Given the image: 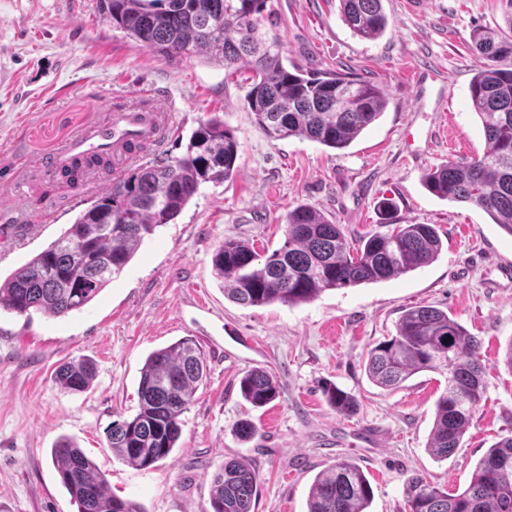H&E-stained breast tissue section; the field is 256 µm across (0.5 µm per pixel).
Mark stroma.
Returning a JSON list of instances; mask_svg holds the SVG:
<instances>
[{
    "label": "stroma",
    "mask_w": 512,
    "mask_h": 512,
    "mask_svg": "<svg viewBox=\"0 0 512 512\" xmlns=\"http://www.w3.org/2000/svg\"><path fill=\"white\" fill-rule=\"evenodd\" d=\"M273 2L289 60L352 71L383 88L385 112L349 147L266 137L245 88L223 67L142 48L103 23L98 0H0L1 276L47 247L107 186L102 178L73 191L34 166L75 137L92 108L106 118L134 94L145 108L167 110L162 146L130 159L132 168L181 155L191 132L215 115L239 143L234 179L203 185L81 310L27 319L0 309V512H77L51 463L64 437L140 512H208L212 474L240 457L259 472L255 512H307L316 474L339 458L355 460L369 479V512H405L407 475L464 487L488 448L512 431V373L502 363L512 339V235L423 182L436 166L486 148L469 94L478 67L472 34L504 26L506 0H383L389 25L373 41L346 26L338 0ZM302 203L324 211L351 241L389 216L436 225L441 252L397 278L295 306L226 298L212 267L215 248L231 236L277 249L288 211ZM418 305L447 311L483 343L484 399L460 448L442 462L427 444L445 376L421 372L385 390L364 372L370 346L395 335L402 311ZM183 338L201 348L208 375L170 456L134 469L113 455L106 429L135 415L148 354ZM81 357L95 363L96 377L72 394L54 373ZM256 367L281 386L262 407L240 394L241 377ZM327 383L357 398L355 415L328 405ZM243 420L257 428L247 441L236 432Z\"/></svg>",
    "instance_id": "stroma-1"
}]
</instances>
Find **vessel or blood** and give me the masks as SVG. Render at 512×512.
<instances>
[{
  "mask_svg": "<svg viewBox=\"0 0 512 512\" xmlns=\"http://www.w3.org/2000/svg\"><path fill=\"white\" fill-rule=\"evenodd\" d=\"M164 128V116L157 110L133 108L113 113L110 122L90 121L76 138L61 149L51 160L49 167L68 164L79 154L98 152L105 145L121 147L128 140L157 141Z\"/></svg>",
  "mask_w": 512,
  "mask_h": 512,
  "instance_id": "obj_1",
  "label": "vessel or blood"
}]
</instances>
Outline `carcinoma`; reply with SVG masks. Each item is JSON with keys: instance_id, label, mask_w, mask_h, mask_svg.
I'll return each mask as SVG.
<instances>
[{"instance_id": "obj_1", "label": "carcinoma", "mask_w": 512, "mask_h": 512, "mask_svg": "<svg viewBox=\"0 0 512 512\" xmlns=\"http://www.w3.org/2000/svg\"><path fill=\"white\" fill-rule=\"evenodd\" d=\"M268 0H99L100 15L141 47L170 60L202 55L234 76L249 73L246 101L254 123L270 139H307L344 149L386 108L376 84L351 73L288 65L284 43L262 29L272 18ZM353 34L375 40L387 30L382 0H339ZM267 15H262V12ZM508 31L478 30L473 47L482 63L470 85L474 112L486 140L483 154L450 159L425 176L439 198L472 204L512 235V13ZM235 131L217 117L199 123L179 157L140 165L91 197L60 236L0 280V308L27 317L34 312L65 316L90 303L135 257L145 238L171 224L207 183L236 174ZM112 155L76 157L57 171L71 189L89 169L108 171ZM442 242L432 224H397L369 232L355 243L316 207L288 211L282 245L259 260L254 245L224 238L212 265L224 295L244 306L310 302L327 290L391 280L434 262ZM482 342L448 313L430 306L403 312L396 335L368 352L365 371L382 387H396L421 371L448 372V387L436 402L428 451L446 460L459 447L485 393ZM206 371L196 343L183 338L152 352L138 383L139 409L112 421L109 447L127 465L144 470L176 448L182 415ZM95 366L79 359L62 365L56 381L70 393L85 392ZM255 407L280 396L278 380L254 368L240 382ZM324 394L336 412L351 416L357 400L335 386ZM61 484L77 512H139L112 494L104 472L72 441L51 451ZM258 471L231 459L214 473L208 512H254ZM403 494L407 512H512V432L477 462L470 483L453 492L412 474ZM373 490L363 470L338 459L315 477L307 512H367Z\"/></svg>"}]
</instances>
